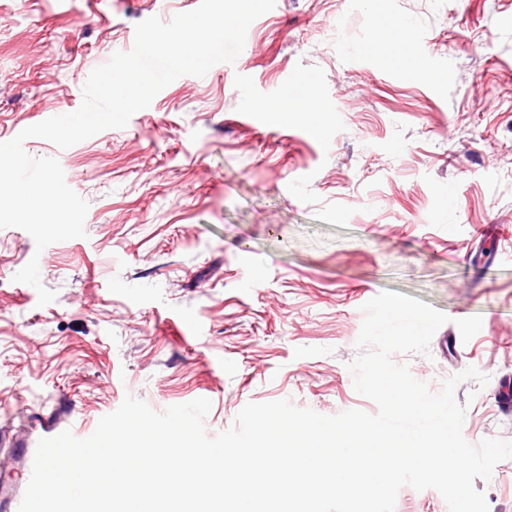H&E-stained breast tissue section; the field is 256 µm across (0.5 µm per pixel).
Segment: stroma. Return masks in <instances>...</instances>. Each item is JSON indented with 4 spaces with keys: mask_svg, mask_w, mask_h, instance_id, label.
<instances>
[{
    "mask_svg": "<svg viewBox=\"0 0 512 512\" xmlns=\"http://www.w3.org/2000/svg\"><path fill=\"white\" fill-rule=\"evenodd\" d=\"M199 2L0 0V141L77 110L138 23ZM396 15L411 44L374 40ZM298 83L329 123L246 106ZM23 147L57 158L89 208L84 237L40 253L0 228V512L47 424L88 437L128 395L157 411L209 399L211 436L250 402L376 413L349 365L384 290L449 318L428 354L394 362L435 392L478 368L484 387L456 389L463 436L512 441L497 404L512 388V0H276L234 63L177 78L126 127ZM34 257L45 306L14 279ZM474 486L512 512V459Z\"/></svg>",
    "mask_w": 512,
    "mask_h": 512,
    "instance_id": "stroma-1",
    "label": "stroma"
}]
</instances>
